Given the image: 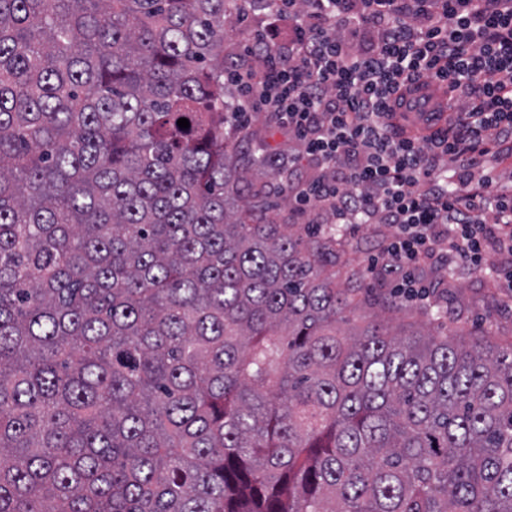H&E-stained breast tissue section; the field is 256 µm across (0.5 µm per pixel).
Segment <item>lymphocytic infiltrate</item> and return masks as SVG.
Segmentation results:
<instances>
[{"mask_svg": "<svg viewBox=\"0 0 512 512\" xmlns=\"http://www.w3.org/2000/svg\"><path fill=\"white\" fill-rule=\"evenodd\" d=\"M242 54L224 68L227 118L241 129L262 112L287 132L273 160L294 217L388 225L383 266L412 294L432 265L512 261V192L490 174L512 160V0H266ZM421 78L463 106L419 138L392 102Z\"/></svg>", "mask_w": 512, "mask_h": 512, "instance_id": "obj_1", "label": "lymphocytic infiltrate"}]
</instances>
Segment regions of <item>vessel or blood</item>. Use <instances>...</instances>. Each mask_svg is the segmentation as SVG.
Returning a JSON list of instances; mask_svg holds the SVG:
<instances>
[{"label": "vessel or blood", "instance_id": "vessel-or-blood-1", "mask_svg": "<svg viewBox=\"0 0 512 512\" xmlns=\"http://www.w3.org/2000/svg\"><path fill=\"white\" fill-rule=\"evenodd\" d=\"M456 108L453 93L444 83L432 79L408 84L402 91L399 106L409 117L407 132L426 134L446 129Z\"/></svg>", "mask_w": 512, "mask_h": 512}]
</instances>
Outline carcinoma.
Here are the masks:
<instances>
[{"label": "carcinoma", "mask_w": 512, "mask_h": 512, "mask_svg": "<svg viewBox=\"0 0 512 512\" xmlns=\"http://www.w3.org/2000/svg\"><path fill=\"white\" fill-rule=\"evenodd\" d=\"M226 14L0 0V512H512V344L352 323L224 136Z\"/></svg>", "instance_id": "1"}]
</instances>
